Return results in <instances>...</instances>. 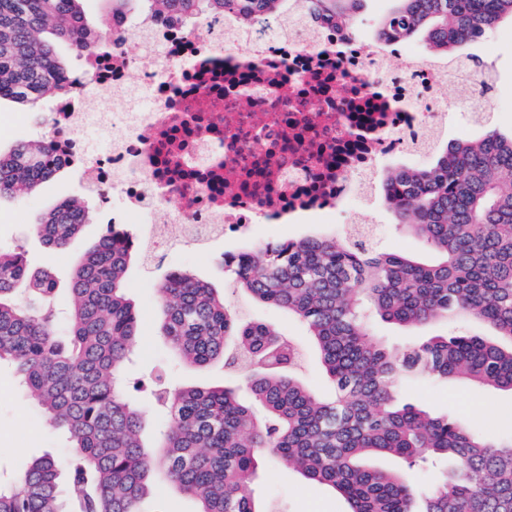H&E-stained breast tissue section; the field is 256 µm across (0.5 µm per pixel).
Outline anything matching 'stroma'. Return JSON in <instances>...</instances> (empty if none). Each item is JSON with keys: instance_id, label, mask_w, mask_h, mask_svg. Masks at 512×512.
<instances>
[{"instance_id": "35a3bbf8", "label": "stroma", "mask_w": 512, "mask_h": 512, "mask_svg": "<svg viewBox=\"0 0 512 512\" xmlns=\"http://www.w3.org/2000/svg\"><path fill=\"white\" fill-rule=\"evenodd\" d=\"M464 53L476 55L483 70L488 71L494 87L489 94L490 124L503 135L512 134V22L502 21L482 38L464 46ZM47 102L32 108H20L0 102V152L8 153L17 144L48 134ZM78 198L85 202L89 218L81 232L61 251L48 249L34 233L33 226L60 202ZM359 215L372 219L375 241L380 250L399 252L421 259H431L422 241L394 224L380 198H362L357 202ZM349 224L345 214L326 223L258 224L244 239V246L256 248L275 240L297 239L307 235L344 234ZM101 198L79 186L73 171L57 172L48 182L22 198H0V248H22L31 269L53 274L59 286L58 306L69 300V286L74 268L100 237ZM226 242L190 245L144 264L132 262L125 276L127 295L134 304L141 324V335L134 343L132 362L126 367L123 385L133 404L146 419V436L154 438L164 427L166 413L154 401L150 391L155 384L170 387L241 386L238 377L227 376L221 363L195 368L179 362L157 334L156 284L172 269H184L208 282L224 295L225 301L241 311L244 319L272 323L286 335L295 337L306 352L307 367L301 380L313 392H328L329 384L317 366L316 349L305 327L287 312L250 300L228 286L229 277L222 264V254L229 250ZM371 332L392 348L419 343L436 334H486L484 325L456 317L441 319L422 326L399 327L373 321ZM405 400L434 415H451L463 419L482 435L499 439L512 435V393L478 389L468 384H434L426 381L404 387ZM67 453L60 434L51 428L26 391L20 386L12 366L0 367V476L11 478L28 468L33 461ZM255 496L272 503L282 512H345L346 501L331 487L307 481L300 473L264 457L253 483Z\"/></svg>"}]
</instances>
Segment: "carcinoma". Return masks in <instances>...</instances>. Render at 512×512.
Returning <instances> with one entry per match:
<instances>
[{"instance_id":"obj_1","label":"carcinoma","mask_w":512,"mask_h":512,"mask_svg":"<svg viewBox=\"0 0 512 512\" xmlns=\"http://www.w3.org/2000/svg\"><path fill=\"white\" fill-rule=\"evenodd\" d=\"M80 0H0V100L35 106L62 89L73 72L57 53L76 57L112 30H90ZM108 17L182 20L232 10L245 20L281 15L283 0H111ZM307 12L352 23L363 0H300ZM375 35L415 36L446 54L512 20V0H396ZM49 138L0 154V197H20L62 169ZM384 200L434 258L422 261L377 250L349 234L267 243L224 253L230 287L285 310L306 327L333 385L322 399L298 374L299 343L274 326L243 321L208 283L174 269L157 288L158 335L185 364L222 362L244 376L251 401L232 387H165L153 391L167 411L161 440L144 444L142 417L121 389L119 369L139 335V317L124 275L147 254L123 227L107 225L77 265L64 326L56 281L31 270L20 251L0 250V365L19 380L71 449L67 472L52 457L5 482L0 512H145L152 474L164 473L197 512H274L260 507L251 484L259 448L307 480L328 485L348 512H512V437L491 442L461 419L398 404L401 382L462 380L512 392V137L489 130L450 142L423 169L388 173ZM88 209L60 203L34 224L49 248L81 231ZM449 314L489 325L494 338L437 335L392 350L370 339L378 318L424 325ZM385 455L408 467L445 464L419 490L403 473L369 466Z\"/></svg>"}]
</instances>
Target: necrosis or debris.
<instances>
[{
	"label": "necrosis or debris",
	"instance_id": "obj_1",
	"mask_svg": "<svg viewBox=\"0 0 512 512\" xmlns=\"http://www.w3.org/2000/svg\"><path fill=\"white\" fill-rule=\"evenodd\" d=\"M284 13L265 23L228 12L189 30L119 22V38L89 51L51 97L55 159L151 225L152 253L293 217L315 223L372 193L378 161L428 152L446 130L447 85L470 113L486 108L475 68L454 82L399 41L353 36L297 0ZM111 93L127 108L92 111ZM90 127L110 135L107 148Z\"/></svg>",
	"mask_w": 512,
	"mask_h": 512
}]
</instances>
